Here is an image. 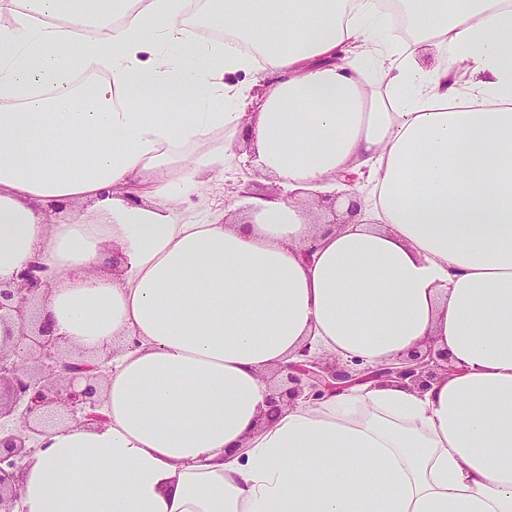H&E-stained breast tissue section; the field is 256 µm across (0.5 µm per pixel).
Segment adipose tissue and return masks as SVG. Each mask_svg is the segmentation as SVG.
Here are the masks:
<instances>
[{
	"label": "adipose tissue",
	"mask_w": 512,
	"mask_h": 512,
	"mask_svg": "<svg viewBox=\"0 0 512 512\" xmlns=\"http://www.w3.org/2000/svg\"><path fill=\"white\" fill-rule=\"evenodd\" d=\"M378 3L142 0L116 21L0 0V281L41 261L56 333L140 342L103 421L40 437L16 512H512V0H399L406 40ZM259 72L257 94L230 80ZM239 139L291 191L358 174L360 212L327 235L277 197L246 195L245 224L184 214ZM428 340L455 371L427 391L260 421L264 371L304 344L373 365Z\"/></svg>",
	"instance_id": "adipose-tissue-1"
}]
</instances>
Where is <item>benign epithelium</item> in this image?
Instances as JSON below:
<instances>
[{
  "label": "benign epithelium",
  "mask_w": 512,
  "mask_h": 512,
  "mask_svg": "<svg viewBox=\"0 0 512 512\" xmlns=\"http://www.w3.org/2000/svg\"><path fill=\"white\" fill-rule=\"evenodd\" d=\"M45 271L44 264L34 261L16 279L0 282V318L7 315L18 324L8 349L0 350V421L7 419L16 426L15 433L0 439V512H13L19 460L35 450L31 445L35 436L54 426L57 410L63 409L86 424L103 420L96 384L104 378L114 350L106 345L99 357L88 360L40 319ZM300 356L302 360L280 368L286 373L287 385L272 390L267 399L269 410L261 419L271 421L300 398L312 403L370 382L392 381L425 391L456 370L448 355L419 349L364 366L338 357L325 365L307 347L300 350Z\"/></svg>",
  "instance_id": "7a95c632"
}]
</instances>
